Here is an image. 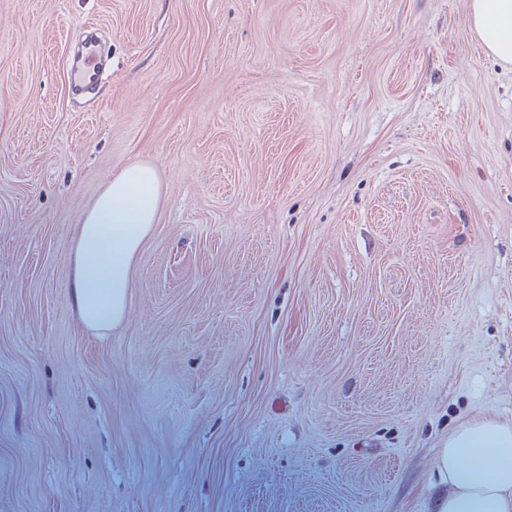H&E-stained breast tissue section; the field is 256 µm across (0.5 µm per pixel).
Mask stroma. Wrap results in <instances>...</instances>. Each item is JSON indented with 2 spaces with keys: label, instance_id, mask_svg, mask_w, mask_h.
I'll use <instances>...</instances> for the list:
<instances>
[{
  "label": "stroma",
  "instance_id": "1",
  "mask_svg": "<svg viewBox=\"0 0 512 512\" xmlns=\"http://www.w3.org/2000/svg\"><path fill=\"white\" fill-rule=\"evenodd\" d=\"M469 8L0 0V512H434L454 427L512 422V66ZM136 162L100 338L68 257ZM98 44L93 39L82 42L80 53L69 66V87L76 92L91 90L100 81L101 67L97 62ZM156 167H123L76 224L70 254L73 305L80 325L106 336L128 313L133 265L161 205Z\"/></svg>",
  "mask_w": 512,
  "mask_h": 512
}]
</instances>
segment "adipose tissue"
<instances>
[{
  "mask_svg": "<svg viewBox=\"0 0 512 512\" xmlns=\"http://www.w3.org/2000/svg\"><path fill=\"white\" fill-rule=\"evenodd\" d=\"M470 23L488 56L512 64V0H471ZM162 187L154 165L123 167L81 215L70 254L80 325L104 336L123 323L133 265L151 233ZM447 483L436 512H512V424L486 415L459 423L436 460Z\"/></svg>",
  "mask_w": 512,
  "mask_h": 512,
  "instance_id": "obj_1",
  "label": "adipose tissue"
}]
</instances>
